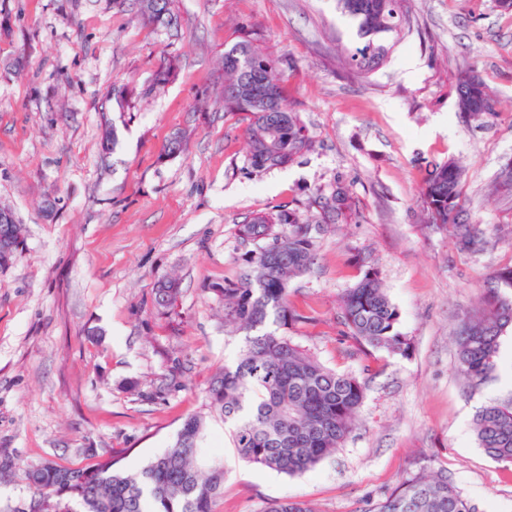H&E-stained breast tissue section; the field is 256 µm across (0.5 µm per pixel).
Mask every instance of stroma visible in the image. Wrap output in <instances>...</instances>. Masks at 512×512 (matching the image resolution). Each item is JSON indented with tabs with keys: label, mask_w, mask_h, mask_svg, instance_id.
Here are the masks:
<instances>
[{
	"label": "stroma",
	"mask_w": 512,
	"mask_h": 512,
	"mask_svg": "<svg viewBox=\"0 0 512 512\" xmlns=\"http://www.w3.org/2000/svg\"><path fill=\"white\" fill-rule=\"evenodd\" d=\"M409 5V32L356 78L345 62L356 28L338 0H171L168 26L142 24L137 0H0V206L24 236L0 268V512H29L26 472L46 459L83 468L109 454L141 471L191 415L206 417L205 447L224 462L219 512L284 499L372 512L402 480L438 468L477 512H512V465L490 459L473 430L480 407L512 400V331L472 393L452 339L488 275L512 263V194L491 191L512 161V10ZM243 41L275 61L285 104L315 141L262 174L247 114L221 103L224 53ZM170 61L175 77L158 83ZM469 74L495 101L482 124L457 108ZM177 132L181 151L166 156ZM448 158L488 240L476 254L423 220L425 166ZM339 183L352 209L325 225L311 272L292 281L290 305L312 321L288 334L366 379L365 402L339 452L288 476L243 461L208 405L212 378L244 347L219 289L245 265L246 216L317 213ZM370 267L399 311L406 355L345 334L341 297ZM162 279L179 288L168 309L155 301Z\"/></svg>",
	"instance_id": "obj_1"
}]
</instances>
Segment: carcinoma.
<instances>
[{
    "label": "carcinoma",
    "mask_w": 512,
    "mask_h": 512,
    "mask_svg": "<svg viewBox=\"0 0 512 512\" xmlns=\"http://www.w3.org/2000/svg\"><path fill=\"white\" fill-rule=\"evenodd\" d=\"M407 0H340L356 20L360 42L348 52L347 65L368 74L391 47L381 35L400 36L407 23ZM146 25L169 23L170 0H139ZM283 79L272 60L249 43L224 53V111L250 115L246 138L253 170L284 166L313 147L300 116L284 105ZM457 106L470 121L493 112L485 84L468 78L456 87ZM279 137L270 146L268 130ZM462 169L451 159L431 164L424 182L426 223L450 224L466 252L483 250L487 241L477 224L462 220ZM352 206L349 190L337 184L320 202V218H303L294 209L245 217L241 239L257 244L235 281L224 284V324L245 336L239 357L212 379L210 408L234 425L232 440L248 463L288 476L303 473L336 454L352 433L365 399L364 382L331 369L283 333L303 316L288 304L291 281L313 264L320 225L333 224ZM22 227L0 220V268L19 251ZM178 288L164 281L156 302L172 305ZM347 335L358 345L402 354L406 337L397 330L399 313L376 273L367 270L341 301ZM512 328V264L493 271L480 298L479 314L463 321L456 336L458 370L478 390L496 367L501 338ZM207 423L201 416L184 420L170 448L137 473L101 460L82 469L45 461L26 472L32 490L30 512H217L224 497V464L204 454ZM478 445L493 460L512 464V402L480 408L474 418ZM266 512H313L303 502L283 500ZM374 512H476L462 493L439 472L403 480Z\"/></svg>",
    "instance_id": "obj_1"
}]
</instances>
